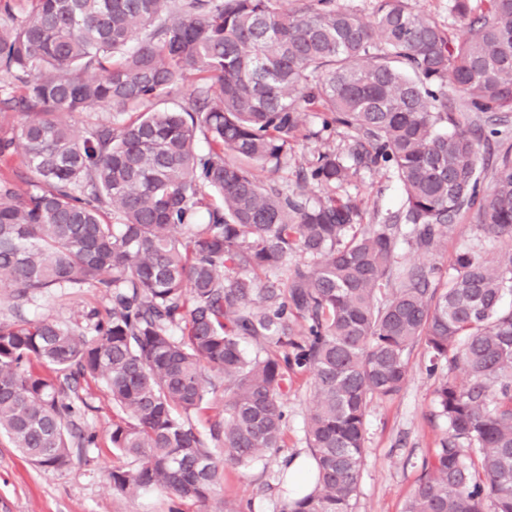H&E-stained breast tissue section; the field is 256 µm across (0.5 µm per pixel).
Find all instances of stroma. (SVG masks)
Segmentation results:
<instances>
[{"mask_svg":"<svg viewBox=\"0 0 512 512\" xmlns=\"http://www.w3.org/2000/svg\"><path fill=\"white\" fill-rule=\"evenodd\" d=\"M317 128L314 116H307V136L296 145L288 169L278 174L279 180L295 185L298 167L321 142L344 145V129L323 133L317 139L313 136ZM347 194L369 213L396 210L403 198L399 183L385 168L362 170ZM500 248L499 241L464 217L449 231L435 260L446 269L461 252L473 250L490 258ZM107 305L95 289L64 288L20 309L0 302V319L17 315L29 320L48 319L79 324L88 332L92 326L86 320L87 313L105 310ZM409 362L410 376L403 390L369 407L365 458L353 512H403L423 459L438 447L446 432L434 402L440 376L430 373L424 346L412 349ZM79 394L89 404L84 425L96 433V447L74 451L67 471L47 472L26 461L7 438L0 437V512H222L228 502L237 506L238 512H281L292 496L285 478L286 463L310 457L305 422L312 385L309 375L303 374L294 378L288 391L283 448L246 467L226 471L223 488L206 503L182 500L158 490L121 495L113 491L109 479L117 461L110 440L112 404L99 382L83 385Z\"/></svg>","mask_w":512,"mask_h":512,"instance_id":"1","label":"stroma"}]
</instances>
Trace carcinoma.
<instances>
[{
  "mask_svg": "<svg viewBox=\"0 0 512 512\" xmlns=\"http://www.w3.org/2000/svg\"><path fill=\"white\" fill-rule=\"evenodd\" d=\"M448 11L461 33L409 0H374L371 20L336 0H0V110L24 117L0 158L23 146L37 179L0 177V296L111 301L91 335L0 321V435L66 470L96 446L69 427L99 381L124 460L112 489L204 504L226 469L283 447L288 386L308 373L314 483L282 512H352L369 405L404 388L423 344L448 370L446 435L403 512H512V145L484 184L464 119L512 112V0ZM307 109L320 132H354L347 153L311 152L293 189L261 179L288 167ZM378 167L405 200L366 224L336 190ZM467 215L502 244L493 260L398 267L401 243L433 256Z\"/></svg>",
  "mask_w": 512,
  "mask_h": 512,
  "instance_id": "carcinoma-1",
  "label": "carcinoma"
}]
</instances>
